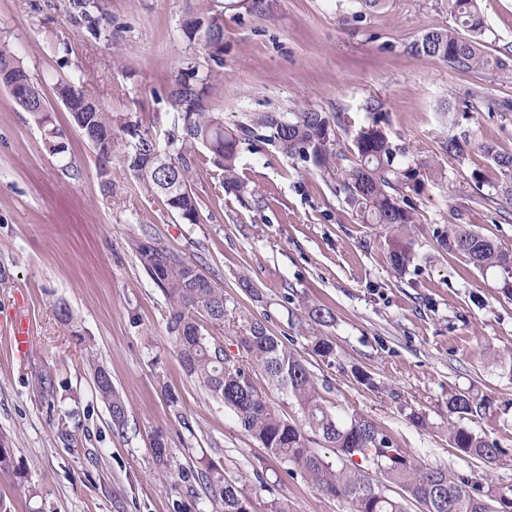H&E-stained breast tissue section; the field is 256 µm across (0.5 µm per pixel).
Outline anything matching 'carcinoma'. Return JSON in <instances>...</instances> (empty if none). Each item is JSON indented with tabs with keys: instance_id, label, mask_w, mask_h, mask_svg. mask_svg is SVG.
<instances>
[{
	"instance_id": "carcinoma-1",
	"label": "carcinoma",
	"mask_w": 512,
	"mask_h": 512,
	"mask_svg": "<svg viewBox=\"0 0 512 512\" xmlns=\"http://www.w3.org/2000/svg\"><path fill=\"white\" fill-rule=\"evenodd\" d=\"M444 4L454 25L425 31L410 43V51L462 70L491 71L512 80V63L486 51V24L478 0H444ZM186 11L195 17V23L183 24L184 36L223 61L224 10L217 9L213 0H186ZM66 13L90 36L102 37L105 17L100 0H68ZM219 75L212 69L201 74L193 67L188 73L179 71L171 76L168 98L176 116L163 151L148 131H140L139 122L132 123L106 109L86 78L58 81L54 95L96 153L104 192L112 193V164L117 163L148 193L164 198L169 210L185 224L200 223L199 201L191 182L201 148L222 170L224 190L243 201L255 198L237 171L238 149L243 143L261 139L289 157L311 159L325 169L332 167L335 132L326 113L308 106H299L287 115L254 113L227 129L223 119L204 104L209 82ZM0 87L11 93L20 110L40 128L45 150L65 158L68 130L54 122L41 88L4 44H0ZM353 144L359 164L346 173L340 190L367 223L389 229L390 259L393 268L400 271L413 260L408 226L417 223V216L413 204L398 194L432 164L423 162L412 168L396 165V148L376 118L356 133ZM469 145L465 134H453L444 141L445 151L458 158ZM477 148L493 161L498 173L484 199L512 206V155L499 152L489 142H479ZM434 238L441 249L461 256L479 271L497 273L500 289L512 296L511 252L465 224L438 228ZM133 246L147 275L166 297L168 332L176 339L188 373L235 414L241 428L269 456L289 463L316 488L345 501L349 512H408L410 504L421 506L422 512H492L488 499L476 493L469 480L403 452L363 415L332 410L304 359L262 321L251 318L232 324L238 357L229 355L223 336L224 289L207 278L198 265L160 246L148 234L136 239ZM105 374L100 367L95 370L96 392L107 404L113 426L122 429L126 408L112 384L100 382ZM259 375L298 406L303 422L289 421L263 396L255 383ZM490 408V398L472 390L448 397V415L457 417L448 424L450 446L488 464L501 449L465 421L486 415ZM311 432L334 450L336 462L309 447ZM169 454L165 443L154 444L160 480L168 477ZM373 472L379 478H373ZM181 476L189 488L196 484L202 487L219 512H247L250 508L246 491L208 462L182 471Z\"/></svg>"
}]
</instances>
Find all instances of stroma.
I'll use <instances>...</instances> for the list:
<instances>
[{
	"label": "stroma",
	"mask_w": 512,
	"mask_h": 512,
	"mask_svg": "<svg viewBox=\"0 0 512 512\" xmlns=\"http://www.w3.org/2000/svg\"><path fill=\"white\" fill-rule=\"evenodd\" d=\"M65 3L0 0V43L38 82L60 125L69 114L53 87L81 74L109 111L140 121L164 146L170 76L218 67L205 104L225 127L252 112L308 105L332 121L337 156L327 171L261 142L241 145L238 173L261 198L258 209L226 192L218 169L201 159L192 186L200 221L184 224L121 167L104 193L96 154L74 129L72 168L63 171L0 88V439L25 473L0 475L7 512H215L179 478L203 459L245 489L251 512H269L274 500L290 512H348L270 457L188 374L167 330L165 297L131 246L145 233L196 263L233 314L288 337L331 405L360 412L396 447L472 479L496 512H512V376L499 366L512 355V298L433 236L465 224L512 252V208L484 201L495 170L477 148L487 141L512 154V111L460 118L454 130L473 142L464 158L442 148L452 130L446 107L463 109L473 92L512 101V82L409 51L426 30L452 25L440 0H390L367 14L357 0H264L259 14L248 0L230 8L216 0L225 9L220 65L184 37L183 0H102L100 39L69 21ZM480 8L489 52L512 57V0H481ZM375 110L398 161L435 165L418 188L403 190L419 222L416 259L402 273L390 264L387 230L365 223L337 190L358 162L354 135ZM243 277L257 297L239 288ZM61 305L71 322L59 321ZM314 306L329 309L332 322H310ZM18 311L33 339L23 356L9 335ZM313 335L333 342L332 357L312 352ZM97 365L124 401L122 431L95 392ZM357 368L375 388L355 380ZM41 373L50 391L36 387ZM468 388L493 401L471 423L501 449L487 465L448 444V397ZM413 410L426 425L409 420ZM158 438L171 450L164 483L155 477Z\"/></svg>",
	"instance_id": "stroma-1"
}]
</instances>
